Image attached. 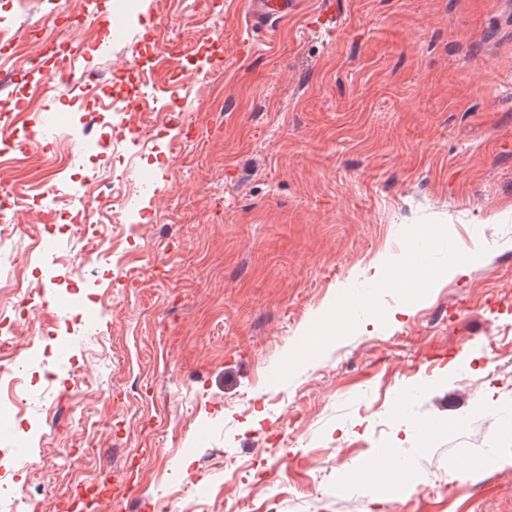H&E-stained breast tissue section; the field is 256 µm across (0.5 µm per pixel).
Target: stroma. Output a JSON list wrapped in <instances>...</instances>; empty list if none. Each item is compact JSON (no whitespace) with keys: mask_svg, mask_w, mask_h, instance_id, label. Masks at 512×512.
I'll list each match as a JSON object with an SVG mask.
<instances>
[{"mask_svg":"<svg viewBox=\"0 0 512 512\" xmlns=\"http://www.w3.org/2000/svg\"><path fill=\"white\" fill-rule=\"evenodd\" d=\"M328 3L263 34L249 0H0L30 52L109 45L55 92L48 67L0 48V110L32 115L29 164L0 167L32 186L13 223H66V201L111 174L154 180L98 254L23 240L40 288L0 367L25 366L44 402L0 412L1 500L36 486L72 510L94 489L90 512H512V387L492 374H512V0H338L326 32ZM173 33L192 46L181 72L157 50ZM139 40L136 71L115 72ZM142 73L180 106L141 113L135 145L110 102ZM420 225L444 229L424 247L434 268L481 253L411 314L383 319L400 299L386 289L289 364ZM386 446L406 449L415 489L344 482ZM377 305L376 294L361 298L341 295L314 323L312 334L315 341L309 346L316 352L322 346L338 340L346 334L359 312L373 311Z\"/></svg>","mask_w":512,"mask_h":512,"instance_id":"35a3bbf8","label":"stroma"}]
</instances>
